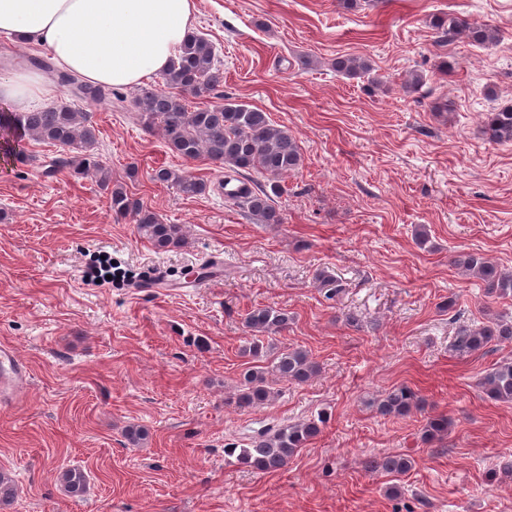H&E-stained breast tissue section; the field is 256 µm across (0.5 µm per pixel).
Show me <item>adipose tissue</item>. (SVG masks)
I'll return each mask as SVG.
<instances>
[{"mask_svg":"<svg viewBox=\"0 0 512 512\" xmlns=\"http://www.w3.org/2000/svg\"><path fill=\"white\" fill-rule=\"evenodd\" d=\"M194 12L195 0H0V35L47 47L89 84L132 87L167 68ZM52 92L32 69L0 77V102L17 110Z\"/></svg>","mask_w":512,"mask_h":512,"instance_id":"ef3b65f1","label":"adipose tissue"}]
</instances>
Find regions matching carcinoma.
<instances>
[{
	"label": "carcinoma",
	"mask_w": 512,
	"mask_h": 512,
	"mask_svg": "<svg viewBox=\"0 0 512 512\" xmlns=\"http://www.w3.org/2000/svg\"><path fill=\"white\" fill-rule=\"evenodd\" d=\"M431 26L443 41L464 36L476 43L494 42L497 30L486 25L436 16ZM336 71L347 76H358L370 71L369 63L359 57L336 59ZM224 82V69L215 47L203 34L194 32L171 59L162 74V86L140 88L129 97L118 96L116 101L136 112L147 129H161L168 148L185 159L204 157L219 168L241 174L257 170L272 179L270 187L250 184L246 194L234 198L245 206L249 215L259 224H278L281 216L273 197L281 191L277 179L297 170L302 164L300 147L288 131L275 126L267 113L245 104L227 102L219 107H198L188 111L174 90L190 91L199 96L215 90ZM484 129L494 142H512V104L493 108L486 113ZM27 140L42 141L65 150L54 158L51 171L67 170L81 176L94 168L102 185L110 188V207L119 216L130 215L140 237L152 242L158 249L175 247L183 241L179 224H166L138 199L132 198L121 187H111L109 171L91 161L89 151L96 142V129L87 112H77L65 103L33 112L0 111V151L22 162L28 156L21 149ZM151 178L160 184H171L180 194L193 198L206 191V183L189 174H176L168 168L153 170ZM455 263L466 274L481 280L487 294L498 297L512 294V274L502 271L482 253H466ZM320 285L335 296L344 288L342 280L326 270L316 274ZM288 312L270 306L254 307L243 318L252 341L242 346L241 352L258 359L265 354L261 337L279 334L288 329ZM512 341V323L492 319L479 325L458 329L452 347L460 355H472L490 344ZM320 365L310 355L294 347H283L269 355L267 365H255L241 375L238 392L231 402L240 409L257 408L268 404L273 397V385L285 381L303 384L316 376ZM487 396L495 401L512 403V361H503L484 379ZM418 395L409 387L397 386L377 405L384 416H402L419 406ZM449 421L445 415L427 420L423 429L426 441L448 433ZM321 432L319 422L309 420L282 425L274 433L261 432L248 448L229 446L224 454L260 472H275L284 468L297 449L304 447ZM413 460L406 455L372 457L365 469L372 473L402 475L412 469ZM64 490L73 497L82 495L86 476L79 469L61 473Z\"/></svg>",
	"instance_id": "cac0c4a2"
}]
</instances>
